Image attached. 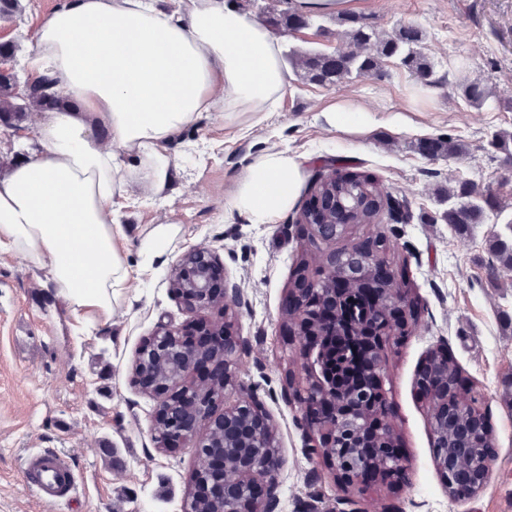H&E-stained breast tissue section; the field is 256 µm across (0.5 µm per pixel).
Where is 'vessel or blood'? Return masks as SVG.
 <instances>
[{
  "instance_id": "1",
  "label": "vessel or blood",
  "mask_w": 512,
  "mask_h": 512,
  "mask_svg": "<svg viewBox=\"0 0 512 512\" xmlns=\"http://www.w3.org/2000/svg\"><path fill=\"white\" fill-rule=\"evenodd\" d=\"M21 477L38 499L52 505L73 501L78 488V476L68 461L51 450L30 454Z\"/></svg>"
}]
</instances>
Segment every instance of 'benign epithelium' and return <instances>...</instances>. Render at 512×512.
Listing matches in <instances>:
<instances>
[{"label":"benign epithelium","mask_w":512,"mask_h":512,"mask_svg":"<svg viewBox=\"0 0 512 512\" xmlns=\"http://www.w3.org/2000/svg\"><path fill=\"white\" fill-rule=\"evenodd\" d=\"M344 224H315V235L331 241L343 234ZM387 241L368 239L343 252L316 258L317 278L299 274L290 291L285 313L308 342L322 336L315 355L302 365L305 386L295 390L313 447L324 455L336 476L351 489L369 488L387 475L401 484L406 462L397 447L383 385L384 349L406 334L402 288H375L368 306L354 305L356 331L338 322L336 303L363 289L351 288L366 279L394 281L384 260ZM169 288L190 319L206 310L226 312L246 304L240 284L227 278L223 263L212 249L199 246L175 264ZM245 350L225 322L190 323L188 328L159 325L143 339L131 361L134 382L144 393L160 397L154 441L156 448L173 451L183 441L195 442L204 472L195 474L193 490L182 512H196L203 501L224 502V512H277L280 451L278 430L254 387L236 373ZM448 355L433 353L419 368L415 386L429 402L432 447L436 469L449 489L470 481L475 489L485 483L496 456L491 451L481 473L461 470L448 453V393H453L464 436L485 427L472 410L471 393L448 390ZM232 393L234 403L217 410ZM224 439L212 449L215 437Z\"/></svg>","instance_id":"benign-epithelium-1"}]
</instances>
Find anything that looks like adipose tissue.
Listing matches in <instances>:
<instances>
[{
	"label": "adipose tissue",
	"mask_w": 512,
	"mask_h": 512,
	"mask_svg": "<svg viewBox=\"0 0 512 512\" xmlns=\"http://www.w3.org/2000/svg\"><path fill=\"white\" fill-rule=\"evenodd\" d=\"M27 65L51 72L73 107L53 110L29 162L0 174V249L48 271L76 314L111 320L146 287L113 240L112 200L136 158L152 195L172 166L165 145L203 118L274 111L287 85L280 41L233 0H64L37 28ZM110 131L108 141L92 130ZM303 156L272 147L248 164L229 205L270 224L294 204Z\"/></svg>",
	"instance_id": "1"
}]
</instances>
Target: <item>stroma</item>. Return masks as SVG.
<instances>
[{
  "label": "stroma",
  "mask_w": 512,
  "mask_h": 512,
  "mask_svg": "<svg viewBox=\"0 0 512 512\" xmlns=\"http://www.w3.org/2000/svg\"><path fill=\"white\" fill-rule=\"evenodd\" d=\"M60 2L20 0L21 13L0 14V43L10 44L6 66L18 76L27 74L34 29ZM349 11L386 34L404 24L422 29L439 84L419 87L392 62L384 77L330 85L292 72L277 110L260 123L246 116L230 128L205 118L181 130L166 146L178 166L165 197L152 196L138 179L113 200L122 226L117 247L131 267H138L140 243L154 225L179 228L125 316L82 325L45 269L0 250V512H69L42 503L21 479L25 456L43 449L65 455L78 474L77 512H182L196 450L156 448L155 402L133 384L129 365L159 324L185 322L168 278L197 246L217 251L248 299L227 319L247 344L238 377L257 386L279 428L278 512H308L314 502L331 512L344 490L309 448L298 404L284 397L301 379L302 358L284 307L310 255L376 236L390 242L387 261L407 294L410 334L387 350L384 389L409 467L403 485L378 486L359 501L366 512H512V272L491 273L488 250L490 238L507 234L512 223V159L488 147L491 133L512 131V110L468 107L455 72L464 62L471 78L512 98V0H351ZM276 36L286 50L347 48L332 16L295 31L277 28ZM337 104L365 106L366 126L329 130L323 112ZM45 119V112H26L15 128L0 125L1 172L26 161L20 140L34 136ZM440 135L461 140L466 154L432 160L419 152L420 141ZM270 146L304 156L305 179L293 209L275 223L251 224L231 210L229 198L249 161ZM330 159L346 160L379 182L406 205L410 220L397 222L384 209L373 223L348 225L334 241H312L297 217ZM462 180L499 197L496 220L433 223L442 209L439 187ZM436 350L447 352L461 381L482 393L497 449L484 486L472 496L449 495L433 460L430 417L415 377Z\"/></svg>",
  "instance_id": "1"
}]
</instances>
